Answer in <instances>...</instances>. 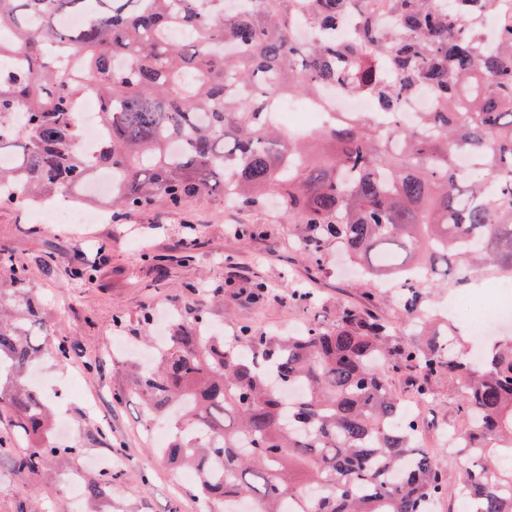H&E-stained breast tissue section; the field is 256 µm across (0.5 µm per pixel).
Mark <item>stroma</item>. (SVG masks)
I'll return each mask as SVG.
<instances>
[{"label":"stroma","instance_id":"stroma-1","mask_svg":"<svg viewBox=\"0 0 512 512\" xmlns=\"http://www.w3.org/2000/svg\"><path fill=\"white\" fill-rule=\"evenodd\" d=\"M238 224L253 225L256 235L240 239L232 231ZM192 231L197 238L188 260L182 241ZM0 249L26 267L29 288L67 341L66 363L41 356L34 368L43 374L37 387L55 423L64 427L55 440L79 448L72 460L49 461L47 475L18 472L9 451L24 442L11 418L0 415V445L7 448L0 455V512H65L70 474L106 467L112 495L102 512H201L192 479L157 460L144 405L114 397L138 364L132 329L145 309L159 314L185 301L203 302L200 287H220L223 303L205 304L225 334L239 325L280 334L308 323L332 326L341 307L361 301L343 260L312 266L298 257L287 225L275 214L240 210L212 196L179 211L152 208L61 229L38 221L34 209L0 205ZM76 262L94 269L93 281L69 276ZM257 282L267 288L260 301L249 296ZM296 288L314 289L316 303L297 304ZM391 382L422 423V447L440 452L448 430L462 422L454 383L440 377L432 403L425 404L406 375L393 374Z\"/></svg>","mask_w":512,"mask_h":512}]
</instances>
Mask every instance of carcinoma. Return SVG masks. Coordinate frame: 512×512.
Listing matches in <instances>:
<instances>
[{
  "mask_svg": "<svg viewBox=\"0 0 512 512\" xmlns=\"http://www.w3.org/2000/svg\"><path fill=\"white\" fill-rule=\"evenodd\" d=\"M0 0V204L71 197L93 170L112 172L110 206L130 215L213 194L242 210L276 198L302 257L343 255L362 302L331 328L230 339L205 306H181L131 392L168 423L163 449L196 473L207 503L254 499L260 512H512V340L467 358L435 328L428 291L478 275L512 276V0ZM311 38L299 34L296 13ZM372 99L312 131L277 123L281 97L327 108L322 90ZM427 94L429 112L400 120ZM95 96L106 138L77 149L76 108ZM393 288L415 339L402 344L373 310ZM0 409L28 440L21 473L77 448L47 439L51 413L27 380L36 354L66 341L10 262L0 302ZM403 371L426 401L443 372L470 422L443 460L419 449L420 424L388 383ZM303 394L285 404L282 392ZM455 466L458 483L444 470ZM106 501L112 471L84 477Z\"/></svg>",
  "mask_w": 512,
  "mask_h": 512,
  "instance_id": "1",
  "label": "carcinoma"
}]
</instances>
